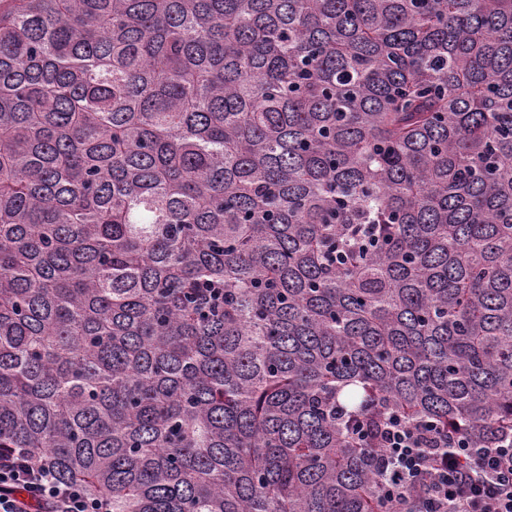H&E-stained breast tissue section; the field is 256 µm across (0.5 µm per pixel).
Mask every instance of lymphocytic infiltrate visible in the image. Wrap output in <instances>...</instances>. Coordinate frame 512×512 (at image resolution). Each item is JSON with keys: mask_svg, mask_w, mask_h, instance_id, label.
Returning <instances> with one entry per match:
<instances>
[{"mask_svg": "<svg viewBox=\"0 0 512 512\" xmlns=\"http://www.w3.org/2000/svg\"><path fill=\"white\" fill-rule=\"evenodd\" d=\"M385 482L398 492L405 482L419 484L436 512H512V434L489 446L465 448L455 435H433V447L417 443L398 425L386 427ZM448 458L436 461L435 445ZM0 512H106L82 487L59 480L28 449L0 448Z\"/></svg>", "mask_w": 512, "mask_h": 512, "instance_id": "obj_1", "label": "lymphocytic infiltrate"}]
</instances>
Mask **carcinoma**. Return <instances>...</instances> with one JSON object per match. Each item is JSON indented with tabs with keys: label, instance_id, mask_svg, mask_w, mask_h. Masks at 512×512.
<instances>
[{
	"label": "carcinoma",
	"instance_id": "cac0c4a2",
	"mask_svg": "<svg viewBox=\"0 0 512 512\" xmlns=\"http://www.w3.org/2000/svg\"><path fill=\"white\" fill-rule=\"evenodd\" d=\"M389 415L512 432V0H0V448L419 512Z\"/></svg>",
	"mask_w": 512,
	"mask_h": 512
}]
</instances>
